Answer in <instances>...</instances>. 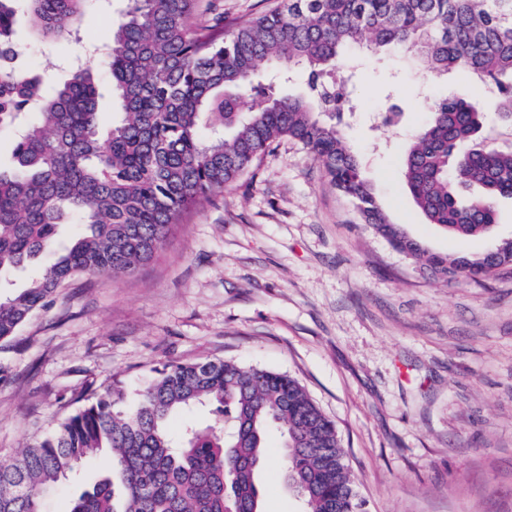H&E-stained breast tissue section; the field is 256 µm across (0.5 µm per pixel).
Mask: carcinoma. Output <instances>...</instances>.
<instances>
[{
	"label": "carcinoma",
	"instance_id": "cac0c4a2",
	"mask_svg": "<svg viewBox=\"0 0 512 512\" xmlns=\"http://www.w3.org/2000/svg\"><path fill=\"white\" fill-rule=\"evenodd\" d=\"M100 0H0V42L24 16L43 43L80 40ZM198 0H130L104 43L122 117L107 133L94 70L83 62L43 88L31 69L0 73V130L20 127L11 171L0 172V346L78 275L134 272L171 225L238 185L283 138L320 162L352 199L361 223L447 284L512 265V239L494 254L438 255L392 223L340 129L349 111L347 50L401 48L432 72L458 71L491 98L505 126L495 142L445 167L448 144L473 141L482 111L452 94L434 101L403 157L404 185L430 224L453 236L486 234L512 199V0H284L224 32V14ZM296 83L294 94L276 88ZM77 232L61 240L63 229ZM114 381L55 431L0 465V512H43L46 495L80 463L103 456L108 473L67 512H262L259 474L268 434L305 512H363L333 422L301 383L230 361L169 365L123 411ZM209 406L214 422H170Z\"/></svg>",
	"mask_w": 512,
	"mask_h": 512
}]
</instances>
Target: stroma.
Returning <instances> with one entry per match:
<instances>
[{
    "instance_id": "1",
    "label": "stroma",
    "mask_w": 512,
    "mask_h": 512,
    "mask_svg": "<svg viewBox=\"0 0 512 512\" xmlns=\"http://www.w3.org/2000/svg\"><path fill=\"white\" fill-rule=\"evenodd\" d=\"M283 0H199L200 14L245 22ZM128 0L89 11L85 44L103 43ZM20 67L54 71L76 47L29 50ZM459 75L416 68L400 51L350 56L353 114L341 129L391 222L434 253L477 254L512 238V200L488 235L427 224L406 191L402 155ZM397 109L395 125L382 113ZM221 359L296 378L335 425L366 512H512V266L443 284L362 224L316 158L285 139L236 188L172 225L135 272L79 276L0 348V463L53 431L79 396L121 380L124 408L164 366ZM105 473L85 462L48 505ZM263 512H302L276 465L261 475Z\"/></svg>"
}]
</instances>
